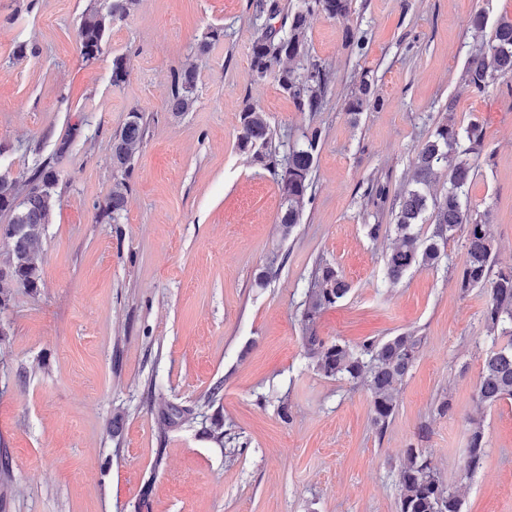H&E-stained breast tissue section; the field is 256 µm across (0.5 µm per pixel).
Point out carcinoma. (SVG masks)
<instances>
[{"label": "carcinoma", "instance_id": "carcinoma-1", "mask_svg": "<svg viewBox=\"0 0 512 512\" xmlns=\"http://www.w3.org/2000/svg\"><path fill=\"white\" fill-rule=\"evenodd\" d=\"M140 0H108L106 10L91 9L82 16L77 49L90 61L103 53L106 34L117 22L125 20ZM351 0H303L280 35L265 31L252 46L250 67L258 78L273 76L296 107L315 112L322 104L329 83V73L310 60L307 48L308 18L318 12L329 18L343 16L350 10ZM255 17L274 18L281 12L277 0H250ZM512 77V18H502L492 38L483 44L468 63L467 83L477 92L485 91L494 76ZM127 60L112 59V84L125 82ZM196 66L179 70L173 81L168 109L180 114L190 111L195 103ZM375 105L370 85L361 81L347 102V112L358 116ZM238 147L264 161L271 142V129L265 113L249 101H244L240 113ZM146 135L142 114L133 109L126 122L112 139V163L122 174L131 167L136 152ZM320 140L319 130L304 134V139L288 147V153L274 171L278 176L285 200V209L278 217L283 236H289L309 200L314 155ZM483 129L475 124L457 126L452 120L438 125L427 142L419 148L417 163L411 178L413 188L400 195L395 211L396 245L385 255L386 276L396 283L412 267L433 265L445 254L448 240L458 231L463 234L467 262L460 288L487 289L484 320L492 348L487 354L477 394L488 406L512 399V341L497 345L501 336L512 337V269L490 276L494 263V246L487 225L472 218L465 198L474 175L473 158L483 146ZM448 169V191L434 202V230L422 241L414 231L428 207V194L436 171ZM57 184V172L48 164L38 166L26 178L0 179V211L12 213L11 222L0 226V239L7 251L0 265V306L8 301L10 283L19 288L34 289L41 279L40 241L44 225L49 222L54 207L52 189ZM128 186L122 176L114 177L109 202L100 213L118 224L124 216ZM349 292V284L333 266L319 264L311 276V288L305 300L303 321L305 344L316 369L328 376H344L361 381L372 393L373 425L383 430L394 415L399 402L400 385L415 358L420 339L403 333L386 341L369 339L360 350L353 351L339 342H327L316 335L314 324L318 316L334 307ZM484 435L479 427L469 430L466 469L479 467L484 456ZM399 512H461V500L451 490H444L429 459L422 451L409 446L404 452L399 473Z\"/></svg>", "mask_w": 512, "mask_h": 512}]
</instances>
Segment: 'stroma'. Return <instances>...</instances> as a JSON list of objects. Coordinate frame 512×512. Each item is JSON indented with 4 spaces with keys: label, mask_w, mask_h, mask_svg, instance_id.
Returning <instances> with one entry per match:
<instances>
[{
    "label": "stroma",
    "mask_w": 512,
    "mask_h": 512,
    "mask_svg": "<svg viewBox=\"0 0 512 512\" xmlns=\"http://www.w3.org/2000/svg\"><path fill=\"white\" fill-rule=\"evenodd\" d=\"M105 5L0 0V171L58 173L39 286L11 288L0 307V512H399L411 445L462 512H512V399L490 407L477 395L487 293L459 287L462 237L438 266L393 284L394 233L367 234L393 223L390 202L435 127L476 122L484 146L467 203L489 226L496 269L512 267V77L481 93L466 82L512 0H352L346 16H311L309 55L331 73L314 112L252 73L265 22L248 0H140L84 60L80 19ZM214 27L223 39L197 57ZM22 43L31 53L20 58ZM117 55L129 75L116 86ZM191 64L195 104L172 114V76ZM363 80L379 104L354 121L346 104ZM246 100L277 153L321 132L311 200L287 237L276 178L237 146ZM134 109L146 136L115 224L99 213L116 175L112 138ZM320 262L350 291L319 316L317 336L353 349L421 339L384 430L367 385L325 376L309 357L302 312ZM168 404L186 417L163 424ZM215 419L223 438L209 432ZM474 422L485 448L469 472Z\"/></svg>",
    "instance_id": "35a3bbf8"
}]
</instances>
